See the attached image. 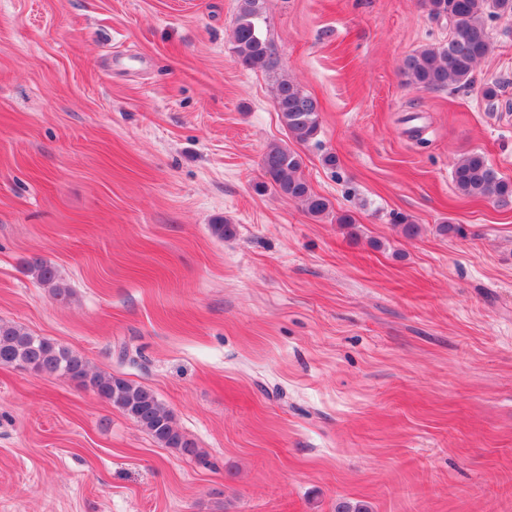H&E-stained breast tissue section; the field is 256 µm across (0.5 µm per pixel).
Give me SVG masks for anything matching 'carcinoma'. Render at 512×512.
Segmentation results:
<instances>
[{"label": "carcinoma", "mask_w": 512, "mask_h": 512, "mask_svg": "<svg viewBox=\"0 0 512 512\" xmlns=\"http://www.w3.org/2000/svg\"><path fill=\"white\" fill-rule=\"evenodd\" d=\"M424 3L429 16L448 22V41L425 46L406 56L401 75L406 83L426 91L472 86L478 64L491 49L492 23L512 17V0H424ZM266 24L265 0H239L233 40L237 62L242 67L276 71L279 57L264 34ZM275 108L293 141L307 144L317 139L318 102L293 80L278 79ZM302 165L297 152L279 144L269 146L261 159L264 186L298 203L309 215L322 216L329 212V201L313 192ZM451 174L460 195L512 208V181L502 177L483 153L461 156L454 162ZM28 269L55 296L64 299L69 295V289L61 285L55 269L47 262L33 258L28 262ZM1 365L65 376L120 409L162 447L186 456L198 455L195 443L175 426L172 414L152 390L114 375L93 372L81 355L48 338L34 336L19 325L0 323Z\"/></svg>", "instance_id": "obj_1"}]
</instances>
